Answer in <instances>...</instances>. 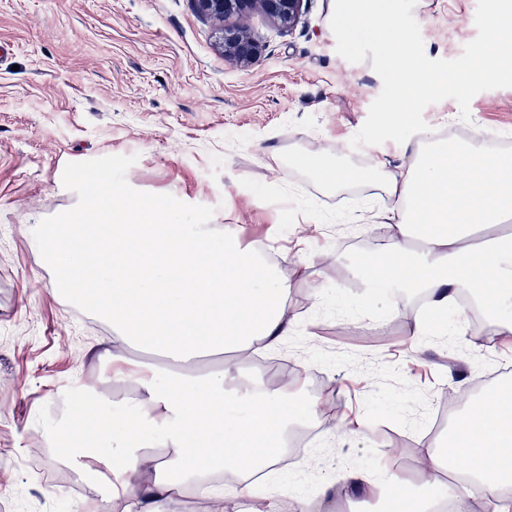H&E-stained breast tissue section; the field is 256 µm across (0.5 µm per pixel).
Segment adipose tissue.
<instances>
[{
  "label": "adipose tissue",
  "instance_id": "1",
  "mask_svg": "<svg viewBox=\"0 0 512 512\" xmlns=\"http://www.w3.org/2000/svg\"><path fill=\"white\" fill-rule=\"evenodd\" d=\"M310 170L328 187L382 182L396 201L397 235L358 267L373 301L424 291L440 333L456 335L464 323L449 319L448 308L464 290L496 317L497 335L512 337V317L504 313L512 305V231L503 226L512 216V156L489 151L482 128L461 142L420 134L397 171L334 162ZM71 180L78 207L40 225L33 242L65 293L88 300L111 322L112 343L96 357L139 398L119 423L93 428L87 396L76 398L64 426L75 454L103 461L119 480L87 512H109L116 500L136 512H167L193 476L210 470L223 472L230 498L252 495L251 474L277 463L297 412L314 417L317 405L292 401L262 381L232 385V364L215 358L258 345L275 349L292 335L288 285L262 263L259 247L228 232L213 240L208 225L177 202L145 204L111 167L97 174L78 168ZM479 228L488 236L477 244ZM130 347L145 361H131ZM151 448L157 456H148ZM423 454L437 471L456 458L477 462L474 477L496 512H512L504 496L512 486V395L463 414L448 445L424 444ZM149 459L153 476L146 480L141 470ZM339 484L349 495L387 492L409 512H428L410 483L386 468L347 471Z\"/></svg>",
  "mask_w": 512,
  "mask_h": 512
}]
</instances>
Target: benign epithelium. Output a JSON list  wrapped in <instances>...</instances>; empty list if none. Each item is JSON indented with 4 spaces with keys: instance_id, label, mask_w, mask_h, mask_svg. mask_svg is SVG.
Listing matches in <instances>:
<instances>
[{
    "instance_id": "1",
    "label": "benign epithelium",
    "mask_w": 512,
    "mask_h": 512,
    "mask_svg": "<svg viewBox=\"0 0 512 512\" xmlns=\"http://www.w3.org/2000/svg\"><path fill=\"white\" fill-rule=\"evenodd\" d=\"M306 0H196L201 13L222 24L224 59L249 67L262 54L261 44L239 22L249 12L260 10L284 30H292Z\"/></svg>"
}]
</instances>
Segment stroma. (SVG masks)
I'll return each mask as SVG.
<instances>
[{"label":"stroma","mask_w":512,"mask_h":512,"mask_svg":"<svg viewBox=\"0 0 512 512\" xmlns=\"http://www.w3.org/2000/svg\"><path fill=\"white\" fill-rule=\"evenodd\" d=\"M331 0H308L292 32L265 15L246 20L263 54L225 61L219 33L195 0H0V512H78L104 496L108 473L65 456L41 434L60 396L116 390L96 349L110 324L57 290L23 225L55 221L77 204L79 167L111 165L143 201H179L213 233L265 245L290 285L296 331L266 359L304 375L336 401L308 444L328 471L273 466L236 512H290L292 486L319 499L322 477L390 460L418 482L419 445L434 404L450 392L482 395L512 379V350L492 326L424 336L411 349L419 297L378 307L356 285L359 257L395 234L396 203L381 184L321 187L292 158L396 170L408 147L351 149L382 81L370 62L340 57ZM477 0H417L429 58L453 60L477 35ZM463 121L456 101L428 106L438 136L482 126L512 139V88L478 93ZM319 286L311 295L310 286ZM401 454L389 453L393 438Z\"/></svg>","instance_id":"35a3bbf8"}]
</instances>
